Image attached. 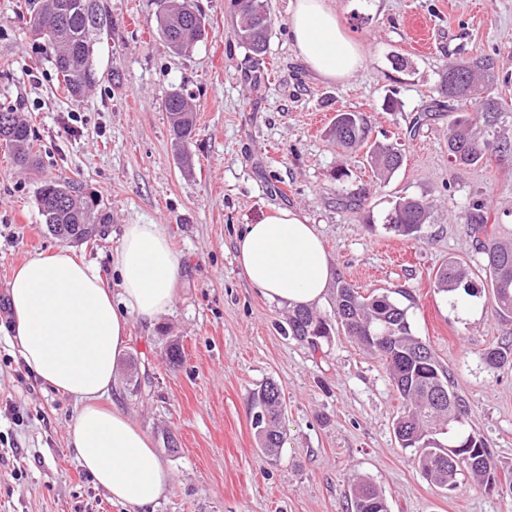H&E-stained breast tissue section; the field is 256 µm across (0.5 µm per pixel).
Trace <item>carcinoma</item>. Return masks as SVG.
Listing matches in <instances>:
<instances>
[{"label": "carcinoma", "instance_id": "obj_1", "mask_svg": "<svg viewBox=\"0 0 512 512\" xmlns=\"http://www.w3.org/2000/svg\"><path fill=\"white\" fill-rule=\"evenodd\" d=\"M156 14L161 40L175 54H182L207 36L206 18L195 0H159ZM33 40L55 47L54 66L68 94L80 98L100 81L94 63L95 47L110 33L107 9L100 0H41L28 17ZM273 21L266 0H252L251 8L239 15L234 37L250 53L255 65L264 62L272 35ZM492 62L484 55L450 62L439 77L438 92L450 101L453 113L448 124V162L453 166H475L497 152L512 150V141L500 138V125L512 118L506 104L492 91ZM170 130L180 148L195 136V112L184 94L173 89L163 100ZM370 116L360 111H336L326 130L328 139L345 152L366 149L370 166L380 182L400 165L395 158L399 144L369 142ZM33 133L13 106L0 103V147L7 149L16 164L34 165ZM38 205L49 233L62 241L80 243L106 233L112 214L102 199L76 180H45L38 190ZM431 204L424 198L402 197L386 216L387 228L404 238H418L428 223ZM478 243L482 264L450 258L437 270V291L458 292L476 297L477 279L484 278L493 293L494 310L512 318V239L488 226L486 204L477 200L461 216ZM335 331L353 338L364 349L379 356L391 377L400 400L394 433L402 448L414 450L422 475L439 489L453 491L457 476L468 472L488 490L500 487L496 463L485 443L461 431L467 422V405L450 383L448 373L430 348L414 335L407 309L386 294H361L339 281L333 297L332 314L323 316L309 308L291 310L288 335L313 350L320 340ZM488 370L512 364V345L494 346L483 354ZM252 426L260 448L278 452L283 441L281 391L274 381L254 390L250 398ZM456 429L443 443L439 436ZM349 512H389L386 497L374 484L361 481L349 494Z\"/></svg>", "mask_w": 512, "mask_h": 512}]
</instances>
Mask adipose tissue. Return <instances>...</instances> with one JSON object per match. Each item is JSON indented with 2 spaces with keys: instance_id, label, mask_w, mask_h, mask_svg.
Segmentation results:
<instances>
[{
  "instance_id": "ef3b65f1",
  "label": "adipose tissue",
  "mask_w": 512,
  "mask_h": 512,
  "mask_svg": "<svg viewBox=\"0 0 512 512\" xmlns=\"http://www.w3.org/2000/svg\"><path fill=\"white\" fill-rule=\"evenodd\" d=\"M288 30L298 57L319 78L345 81L363 53L340 26L329 0H293ZM246 280L266 300L291 307L320 303L332 279L322 238L299 210L276 209L246 225L236 241ZM121 293L98 270L60 248L24 261L8 285L13 346L26 368L78 408L68 446L113 502L148 512L171 476L151 439L117 407L100 401L116 383L130 317L155 321L171 308L181 262L158 224H127L110 256Z\"/></svg>"
}]
</instances>
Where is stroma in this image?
Masks as SVG:
<instances>
[{"label": "stroma", "mask_w": 512, "mask_h": 512, "mask_svg": "<svg viewBox=\"0 0 512 512\" xmlns=\"http://www.w3.org/2000/svg\"><path fill=\"white\" fill-rule=\"evenodd\" d=\"M197 2L208 34L176 55L157 34L156 0H104L112 33L95 64L105 78L75 100L56 76L52 49L21 21L31 0H0V102L11 101L30 123L38 162L22 172L0 148V408L21 415L0 416V512H131L94 485L69 448L75 401L30 373L6 334L13 270L62 245L38 209L45 178L81 181L111 208L105 236L71 247L107 287L118 284L110 253L124 225H162L181 259L171 312L151 324L130 319L108 395L172 476L154 512H348V489L360 480L382 490L390 512H512L511 494L485 490L469 474L452 491L427 481L395 437L400 402L380 359L341 334L316 351L288 338V306L266 301L235 261L245 225L278 208L300 210L335 276L407 308L413 333L468 406L466 431L496 456L499 480L512 482V365L491 372L482 360L490 346L512 343V318L496 315L491 290L464 316L462 296L434 286L448 258L479 259L460 220L470 201H487L502 235L512 234V151L455 167L447 113L411 127L438 98L453 59L490 56L494 89L512 106V0H331L365 55L344 82L317 77L297 56L291 0H268L273 34L256 78L232 34L231 0ZM174 87L197 111L187 165L162 106ZM389 96L397 111H384ZM340 109L368 113L377 140L401 143L404 164L389 183L377 184L362 152L324 138ZM362 187L370 190L364 209L341 204ZM401 197L433 204L420 239L384 224ZM173 345L175 362L167 356ZM268 380L284 404L274 457L261 451L250 417V394Z\"/></svg>", "instance_id": "obj_1"}]
</instances>
